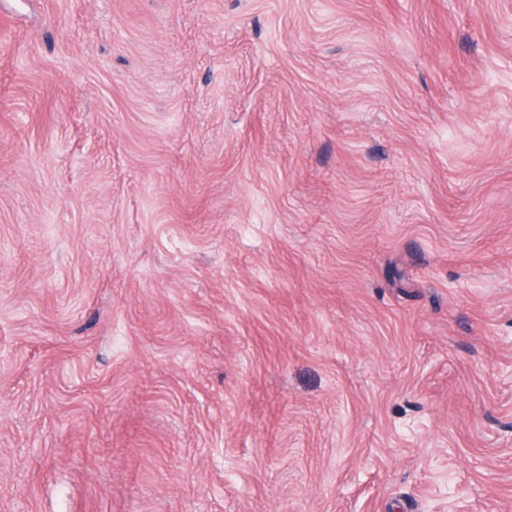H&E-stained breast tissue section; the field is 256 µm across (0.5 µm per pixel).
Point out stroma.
Here are the masks:
<instances>
[{
	"label": "stroma",
	"mask_w": 512,
	"mask_h": 512,
	"mask_svg": "<svg viewBox=\"0 0 512 512\" xmlns=\"http://www.w3.org/2000/svg\"><path fill=\"white\" fill-rule=\"evenodd\" d=\"M0 512H512V0H0Z\"/></svg>",
	"instance_id": "obj_1"
}]
</instances>
